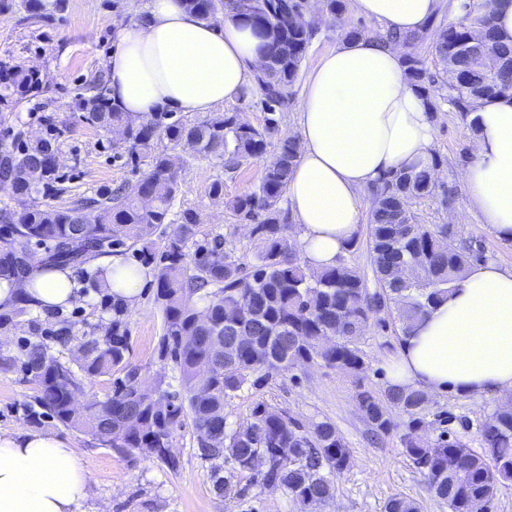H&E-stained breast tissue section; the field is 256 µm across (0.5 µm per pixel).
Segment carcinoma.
Here are the masks:
<instances>
[{"label": "carcinoma", "mask_w": 512, "mask_h": 512, "mask_svg": "<svg viewBox=\"0 0 512 512\" xmlns=\"http://www.w3.org/2000/svg\"><path fill=\"white\" fill-rule=\"evenodd\" d=\"M183 2L207 21L231 17L259 40L267 66L255 72L254 85L266 112L263 126L241 120L235 108L198 123L164 110L133 115L109 97L106 72L99 69L77 108L90 125L121 129L123 143L112 147L114 155L136 164L143 161L146 169L133 183L122 182L68 205L0 209V223L7 227L0 237V281L14 282L27 274L34 244L47 246L45 263L60 269L86 264L128 242L140 261L154 265L155 300L164 322L158 355L172 364L177 389L160 376L154 387L166 403L137 395L145 378L130 365L128 305L116 297L112 335L84 337L75 365L33 341L18 357H0V369L18 368L33 385L34 416H47L109 448L138 454L152 448L147 458L171 471L179 468V461L169 455L173 436L190 426L220 494L245 495L236 477L250 472L256 483L281 490L301 512H309V501L331 498L336 474L349 467L350 448L336 425L325 419L306 427L258 400L250 421L233 428L224 415L226 401L245 388L261 389L275 375L314 364L363 378L368 365L360 343L372 322L385 316L407 335L479 255L458 225L420 224L409 210L411 200L436 195V181L425 169L396 172L373 189L378 205L369 215L367 249L377 288H368L364 270L356 265L340 262L318 271L301 255L284 250L289 214L282 203L298 160V143L282 133L278 114L288 106L317 30L307 18L295 23L280 8V0ZM491 5L492 0H459L457 21L442 19L431 32L384 35L405 47L407 74L428 92L434 109L446 104L468 120L479 101L512 95V49L497 39ZM9 12L21 14L20 22L37 30L52 25L42 0H0V15ZM426 43L433 48L439 72L426 66L421 54ZM487 58L497 60L494 69L484 67ZM44 93L38 71L0 58V104ZM177 147L187 154L179 164L171 154ZM57 149L53 138L0 144V184L19 197L63 192ZM198 157L219 161L226 172L250 161L263 162L258 185L225 202L232 215L254 224L260 248L250 265L224 250L218 239L198 243L189 253L200 224L192 208L179 211L163 242L152 239L157 226L171 223L169 215L183 193L178 171ZM416 255L424 258L419 279L400 282L387 276L392 266ZM239 336L254 337L256 347L238 344ZM217 337L228 346L222 359L211 352ZM114 370L124 377L113 382L111 395L78 404L86 380ZM426 397L427 391L413 387L378 392L363 385L356 395L374 434L399 431L403 452L448 512H469L472 499H492L512 483V407H499L479 424V453L449 431L429 440ZM394 410L407 417L402 429L392 419ZM259 454L268 460L263 472L252 467ZM384 512H419V504L393 495Z\"/></svg>", "instance_id": "carcinoma-1"}]
</instances>
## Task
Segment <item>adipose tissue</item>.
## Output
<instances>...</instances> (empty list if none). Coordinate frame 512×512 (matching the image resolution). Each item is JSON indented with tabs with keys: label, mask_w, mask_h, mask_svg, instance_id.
Masks as SVG:
<instances>
[{
	"label": "adipose tissue",
	"mask_w": 512,
	"mask_h": 512,
	"mask_svg": "<svg viewBox=\"0 0 512 512\" xmlns=\"http://www.w3.org/2000/svg\"><path fill=\"white\" fill-rule=\"evenodd\" d=\"M439 0H349L382 32L428 27ZM401 46L345 38L325 53L298 100L300 157L287 188L311 268L337 265L360 232L362 190L399 170L432 169L431 101L410 80ZM261 62L250 29L202 20L182 0H148L143 19L119 30L107 62L112 96L125 111L207 113L247 100ZM474 157L462 172L469 204L495 235L512 242V96L475 111ZM116 294L134 302L146 272L122 257L102 262ZM24 292L41 309L80 297L71 271L34 269L17 288L0 285V306ZM387 385L433 394L495 397L512 390V269L468 267L447 299L418 320L393 359ZM93 475L80 449L35 431L0 433V512H83Z\"/></svg>",
	"instance_id": "adipose-tissue-1"
}]
</instances>
